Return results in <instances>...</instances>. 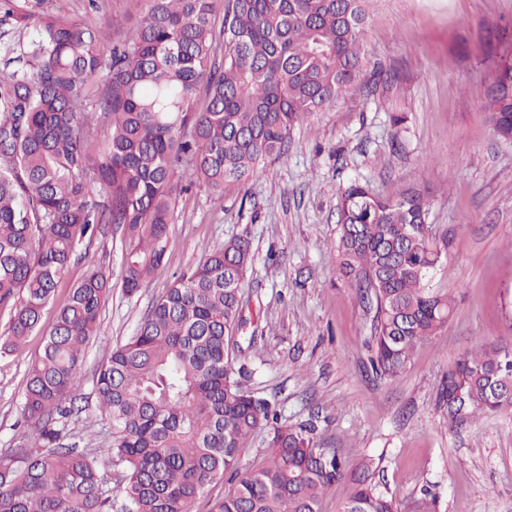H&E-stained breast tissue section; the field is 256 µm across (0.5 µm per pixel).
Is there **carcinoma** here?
Listing matches in <instances>:
<instances>
[{
    "label": "carcinoma",
    "instance_id": "carcinoma-1",
    "mask_svg": "<svg viewBox=\"0 0 512 512\" xmlns=\"http://www.w3.org/2000/svg\"><path fill=\"white\" fill-rule=\"evenodd\" d=\"M143 15L98 29L37 17L0 0V336L10 351L38 327L73 261L87 265L45 334L22 397L25 429L0 453V512H108V474L128 512H191L224 480L213 512H401L373 482L316 447L312 422H280L276 404L245 390L230 359L253 260L231 238L176 278L96 371L98 411L112 426L98 449L66 443L79 410L81 367L111 286L82 247L107 228L126 241L134 293L163 268L180 183L246 193L263 163L288 150L293 128L364 82L367 0H146ZM220 28H215L218 10ZM204 88V99L197 92ZM494 131L512 139V47L487 95ZM420 191L341 192L343 276L377 304L372 367L393 380L418 343L448 320L451 300L426 288L441 251ZM439 403L458 427L512 407V342L481 345L448 365ZM268 434L264 462L241 471L244 448Z\"/></svg>",
    "mask_w": 512,
    "mask_h": 512
}]
</instances>
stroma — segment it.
Here are the masks:
<instances>
[{"label":"stroma","instance_id":"35a3bbf8","mask_svg":"<svg viewBox=\"0 0 512 512\" xmlns=\"http://www.w3.org/2000/svg\"><path fill=\"white\" fill-rule=\"evenodd\" d=\"M24 9L100 28L133 22L143 0H20ZM362 40L365 88L294 127L287 155L271 158L246 194L222 195L192 177L169 226L166 269L134 295L124 287L120 232L93 240L112 290L87 346L76 400L77 447L110 446L93 375L170 283L232 237L250 240L233 361L249 391L275 400L282 421H317L324 447L349 467L372 460L380 489L410 512H512V409L449 427L437 403L450 363L478 345L512 339V140L488 119L487 90L501 46L512 42V0H370ZM403 115L393 124V115ZM427 193V222L442 251L429 288L452 300L443 327L416 347L405 371L379 379L368 343L376 304L341 276L334 250L342 188ZM72 263L43 311L39 332L0 355V449L14 446L28 371L70 289Z\"/></svg>","mask_w":512,"mask_h":512}]
</instances>
